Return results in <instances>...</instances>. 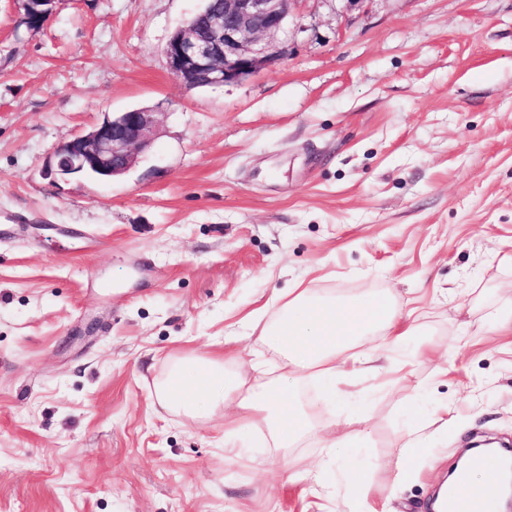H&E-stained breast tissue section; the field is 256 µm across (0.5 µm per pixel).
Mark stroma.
Wrapping results in <instances>:
<instances>
[{
  "instance_id": "stroma-1",
  "label": "stroma",
  "mask_w": 512,
  "mask_h": 512,
  "mask_svg": "<svg viewBox=\"0 0 512 512\" xmlns=\"http://www.w3.org/2000/svg\"><path fill=\"white\" fill-rule=\"evenodd\" d=\"M202 0H55L30 28L0 0V512H430L490 438L512 445V0H305L292 52L186 89L164 47ZM134 107L157 135L110 181L49 175L55 149ZM96 275L97 288L87 286ZM393 296L432 356L357 377L325 413L370 436L366 487L318 439L224 456V415L163 409L175 359L258 345L295 285ZM454 425H423L435 407ZM417 441L412 476L400 448ZM319 469L313 484L287 473Z\"/></svg>"
}]
</instances>
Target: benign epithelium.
Returning a JSON list of instances; mask_svg holds the SVG:
<instances>
[{
	"label": "benign epithelium",
	"instance_id": "obj_1",
	"mask_svg": "<svg viewBox=\"0 0 512 512\" xmlns=\"http://www.w3.org/2000/svg\"><path fill=\"white\" fill-rule=\"evenodd\" d=\"M303 0H210L207 28L175 30L164 54L169 72L186 88L220 87L251 76L290 54ZM151 112H115L88 132L59 146L51 173L60 177L92 174L99 180L121 176L135 165L137 152L154 138Z\"/></svg>",
	"mask_w": 512,
	"mask_h": 512
}]
</instances>
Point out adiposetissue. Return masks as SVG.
Returning a JSON list of instances; mask_svg holds the SVG:
<instances>
[{"mask_svg":"<svg viewBox=\"0 0 512 512\" xmlns=\"http://www.w3.org/2000/svg\"><path fill=\"white\" fill-rule=\"evenodd\" d=\"M389 336L399 350L414 347L413 326L399 322L393 298L314 296L294 288L271 324L259 336L261 343L283 358L284 372L275 380L250 378L243 366L221 357L175 362L158 385L159 403L183 415L205 419L224 411V452H238L237 436L252 427L265 428L274 447L285 451L322 428L318 402L299 396L308 370L335 383L336 370L352 361L354 373L379 374L378 355L364 343L375 334Z\"/></svg>","mask_w":512,"mask_h":512,"instance_id":"adipose-tissue-1","label":"adipose tissue"}]
</instances>
